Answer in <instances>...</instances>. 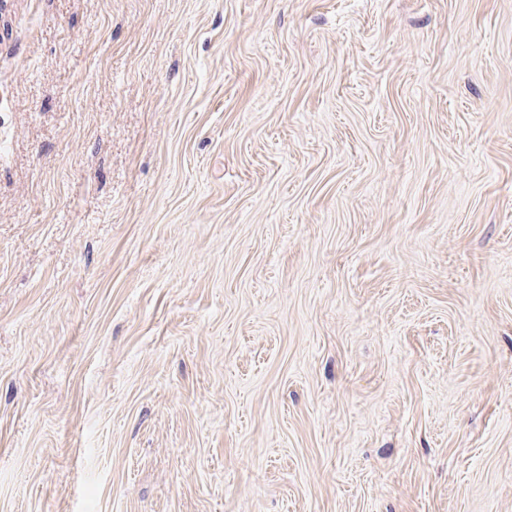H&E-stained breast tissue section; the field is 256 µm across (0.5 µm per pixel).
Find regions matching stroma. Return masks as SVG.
<instances>
[{"mask_svg": "<svg viewBox=\"0 0 512 512\" xmlns=\"http://www.w3.org/2000/svg\"><path fill=\"white\" fill-rule=\"evenodd\" d=\"M0 512H512V0H0Z\"/></svg>", "mask_w": 512, "mask_h": 512, "instance_id": "35a3bbf8", "label": "stroma"}]
</instances>
